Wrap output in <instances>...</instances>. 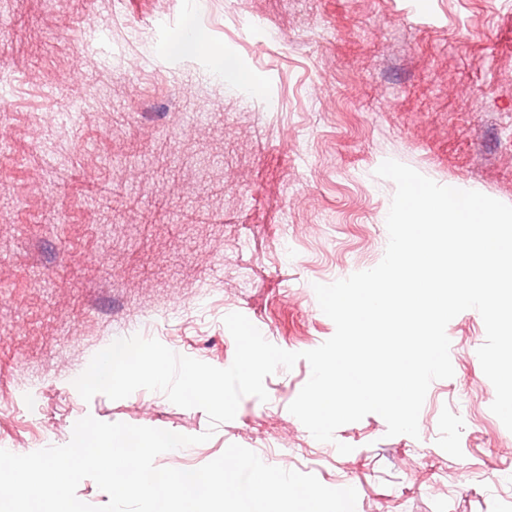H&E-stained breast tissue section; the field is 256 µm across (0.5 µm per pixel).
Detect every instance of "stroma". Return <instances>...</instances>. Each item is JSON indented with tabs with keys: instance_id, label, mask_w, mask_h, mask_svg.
<instances>
[{
	"instance_id": "35a3bbf8",
	"label": "stroma",
	"mask_w": 512,
	"mask_h": 512,
	"mask_svg": "<svg viewBox=\"0 0 512 512\" xmlns=\"http://www.w3.org/2000/svg\"><path fill=\"white\" fill-rule=\"evenodd\" d=\"M159 15L145 47L116 27ZM188 20L262 97L137 93L140 66L209 72L206 48L171 50ZM387 159L512 205V0H0V448L67 444L89 415L209 433L159 467L238 444L352 484L356 512H512V431L490 409L473 309L446 328L454 375L431 383L415 438L371 413L315 440L288 410L304 359L214 427L160 392L86 401L73 385L130 316L218 368L234 359L233 312L286 351L328 340L313 286L381 261Z\"/></svg>"
}]
</instances>
